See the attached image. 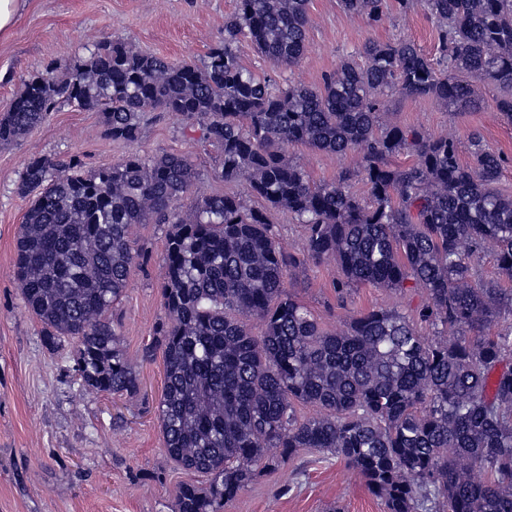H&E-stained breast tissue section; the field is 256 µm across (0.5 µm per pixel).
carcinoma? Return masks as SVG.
<instances>
[{
  "instance_id": "1",
  "label": "carcinoma",
  "mask_w": 512,
  "mask_h": 512,
  "mask_svg": "<svg viewBox=\"0 0 512 512\" xmlns=\"http://www.w3.org/2000/svg\"><path fill=\"white\" fill-rule=\"evenodd\" d=\"M396 2L436 22L437 63L407 39L368 42L363 63L344 61L322 87L283 86L244 64L236 46L247 39L268 62L297 65L308 0H237L224 43L200 67L104 37L66 73L54 66L24 80L0 112V144L61 103L100 112L105 133L126 142L147 113L176 112L221 150L224 181L247 178L253 195L295 217L307 257L336 259L337 305L357 284L427 291L415 316L431 327L428 338L396 309L355 314L346 331L328 332L287 288L297 260L264 210L226 194L178 208L196 178L185 156L134 153L94 170L76 158H31L17 185L30 204L14 274L45 341L73 339L75 371L91 389H138L112 309L143 256L135 226L171 225L166 317L146 356L162 351L163 444L191 476L178 512H221L260 466L302 450L343 459L386 512H512V288L478 273L490 253L512 279V196L495 189L502 157L474 131L465 166L458 139L380 123L387 92L467 107L474 81L502 86L497 108L512 120V0ZM340 5L371 25L389 10L388 0ZM295 145L358 152L370 201L354 196L346 176L311 183L288 155ZM400 152L415 162L392 167ZM251 318L264 325L258 336ZM297 402L319 413L301 418ZM475 468L485 480L472 479Z\"/></svg>"
}]
</instances>
